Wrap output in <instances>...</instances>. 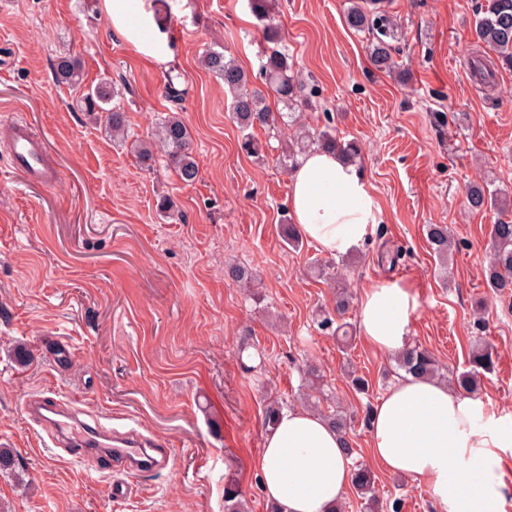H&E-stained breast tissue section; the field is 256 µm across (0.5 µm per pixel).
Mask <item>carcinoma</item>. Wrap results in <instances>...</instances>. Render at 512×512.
<instances>
[{"mask_svg": "<svg viewBox=\"0 0 512 512\" xmlns=\"http://www.w3.org/2000/svg\"><path fill=\"white\" fill-rule=\"evenodd\" d=\"M275 2L276 0H250V5L252 12L263 25L265 41L270 44L265 51L261 71L278 101L283 104L284 111H273L260 94L249 91L247 74L224 51L211 49L202 58L205 69L223 80L224 88L232 96L231 118L242 134V148L258 157L261 149L254 138L253 130L262 128L276 137L281 128L287 126L295 128L293 138L287 143V148L282 150L283 165L288 170L298 163L299 158L318 148L336 150L353 163L361 160V145L354 140L343 141L337 138L332 126L326 124L314 130L299 123L296 109L308 103L307 85L291 73L288 43L279 29L271 23ZM345 23L354 31L367 30L372 33L370 58L376 68L386 72L395 68L392 41L396 38V28L381 3L377 0H353L347 8ZM475 35L477 42L486 49L512 60V0H492L487 11L478 13ZM55 77L59 83L78 92L82 111L93 114L112 136L127 135L128 120L120 103L122 93L116 88V84L102 79L96 84L85 85L80 63L71 57L61 58L55 69ZM132 151L145 167L151 166L157 156H164L185 183L194 182L198 176L190 133L178 116L166 117L156 126L152 136L135 140ZM466 195L473 210L482 211L500 205V213L508 214V210L504 209L507 201L499 199L482 184L469 186ZM490 236L493 260L487 270V282L498 291H512V220L499 219L491 225ZM428 239L441 262H447V225H429ZM225 276L247 288L254 281L253 271L243 265L228 266L225 268ZM348 303L349 295L341 293L336 300L335 313L324 312L319 315V329L331 331L335 335H347L346 324L340 322V319ZM395 359L398 368L407 374L433 379L439 373L434 355L417 345H405L395 355ZM469 362L472 369L456 374L454 385L462 395L474 398L481 387L479 371L488 372L493 367L492 352L477 342L471 348ZM326 419L341 435L346 456L353 457L356 449L353 448L349 436L350 422L347 417L342 412L333 410L326 415ZM352 486L362 500L364 512H382L374 475L367 466L361 463L354 466ZM245 505L246 500L238 482L227 478L224 483V512H245Z\"/></svg>", "mask_w": 512, "mask_h": 512, "instance_id": "carcinoma-1", "label": "carcinoma"}]
</instances>
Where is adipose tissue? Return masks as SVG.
Listing matches in <instances>:
<instances>
[{
    "label": "adipose tissue",
    "instance_id": "ef3b65f1",
    "mask_svg": "<svg viewBox=\"0 0 512 512\" xmlns=\"http://www.w3.org/2000/svg\"><path fill=\"white\" fill-rule=\"evenodd\" d=\"M115 32L136 51L166 63L172 51L163 38L144 40L151 21L144 0H104ZM289 208L301 237L329 255L363 243L378 222L372 188L357 168L333 151L304 157L290 176ZM416 298L399 279L365 289L359 327L369 344L385 353L406 343ZM370 451L385 471L428 487L444 512H494L499 483L474 479L463 461L494 460L512 447V428L497 425L480 400L462 396L436 380L405 376L379 399L370 417ZM339 433L323 416L294 408L282 411L253 462L262 490L276 512H331L352 483L351 462Z\"/></svg>",
    "mask_w": 512,
    "mask_h": 512
}]
</instances>
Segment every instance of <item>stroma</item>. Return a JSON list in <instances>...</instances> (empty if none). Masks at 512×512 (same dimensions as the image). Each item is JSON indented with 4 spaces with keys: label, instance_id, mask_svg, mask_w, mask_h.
<instances>
[{
    "label": "stroma",
    "instance_id": "obj_1",
    "mask_svg": "<svg viewBox=\"0 0 512 512\" xmlns=\"http://www.w3.org/2000/svg\"><path fill=\"white\" fill-rule=\"evenodd\" d=\"M488 0H384L400 25L391 75L370 60L371 37L350 30V0H279L275 15L293 68L315 91L305 120L331 125L363 147L360 166L380 224L351 256L310 241L288 246L278 225L288 212L289 174L278 142L254 136L247 154L229 117L231 96L200 59L212 47L259 74L261 31L249 0H145L166 13L173 58L158 64L112 30L103 6L83 0H0V448L18 466L0 472L6 512H224V478L235 477L247 512H266L252 461L267 435L265 408L304 406L305 361L323 372L325 393L353 417L356 458L372 466L367 414L397 373L392 355L354 332L350 344L319 330L337 289L358 324L364 288L391 278L416 298L407 341L429 350L445 375L469 367L473 338L493 351L478 398L488 413L512 416V294L488 287L495 211L470 210L466 188L486 184L512 198V62L491 55L489 83L477 81L475 17ZM80 60L85 82L112 80L123 93L130 138H146L163 117L188 125L199 174L182 182L164 158L139 165L55 80L61 57ZM176 72L179 98L166 89ZM24 122L45 141L60 173L50 187L26 180L8 155L7 131ZM175 203V218L157 207ZM444 224L454 242L440 262L427 239ZM239 264L257 275L261 302L225 277ZM484 298L475 320L476 298ZM32 358L18 366L15 345ZM262 352L247 371L240 349ZM369 383L356 392L352 375ZM45 392L113 425L168 442L171 463L130 476L133 491L112 495L115 476L48 448L23 412ZM384 502L399 512H443L428 488L374 468Z\"/></svg>",
    "mask_w": 512,
    "mask_h": 512
}]
</instances>
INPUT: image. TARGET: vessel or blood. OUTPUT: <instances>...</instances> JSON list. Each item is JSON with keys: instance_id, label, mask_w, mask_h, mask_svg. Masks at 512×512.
Masks as SVG:
<instances>
[{"instance_id": "vessel-or-blood-1", "label": "vessel or blood", "mask_w": 512, "mask_h": 512, "mask_svg": "<svg viewBox=\"0 0 512 512\" xmlns=\"http://www.w3.org/2000/svg\"><path fill=\"white\" fill-rule=\"evenodd\" d=\"M45 143L32 136L24 124H13L9 132V156L26 178L43 185H53L58 174L44 163ZM28 418L50 426L49 438L54 446L72 460L95 471L112 468L121 473L114 482L115 496L127 491L124 476L167 466L171 450L167 443L152 441L132 429H103L81 421L64 402L51 394H41L26 400Z\"/></svg>"}]
</instances>
